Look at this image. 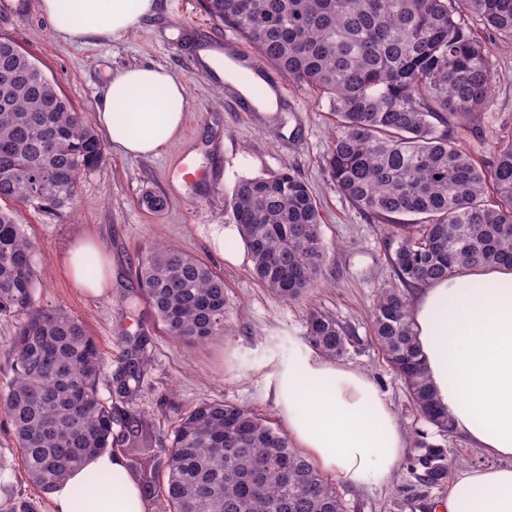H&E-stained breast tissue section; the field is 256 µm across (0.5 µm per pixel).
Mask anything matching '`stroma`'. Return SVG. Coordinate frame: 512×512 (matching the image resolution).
<instances>
[{
    "instance_id": "1",
    "label": "stroma",
    "mask_w": 512,
    "mask_h": 512,
    "mask_svg": "<svg viewBox=\"0 0 512 512\" xmlns=\"http://www.w3.org/2000/svg\"><path fill=\"white\" fill-rule=\"evenodd\" d=\"M38 2L0 0V38L28 53L88 125L97 123V106L114 70L157 65L187 85L182 127L163 153L136 158L107 151L103 163L83 177L69 208L53 214L19 211L37 247V307L80 320L111 367L125 337L149 336L151 362L137 406L153 420L157 442L168 438L180 415L204 401L231 403L280 425L267 388L289 359L308 353L306 320L317 310L351 331L354 340L340 364L373 378L408 438L427 434L429 442L454 452L459 469L486 464V457L463 438L440 435L419 415L374 338V302L381 289L398 283L390 262L397 244L388 225L353 206L327 177L325 158L336 126L327 101L288 80V97L279 111H237L214 71L199 58L200 50H223L230 34L206 13L202 0H158L156 13L136 31L89 47L57 40ZM466 25L489 46L493 101L488 111L462 120L454 138L460 149L486 165L498 139L512 137V39L494 34L476 18ZM174 41L180 51H172ZM181 164L205 172V179L184 182L177 171ZM286 168L311 190L327 250V262L306 294L288 303L254 278L242 239L226 242L222 254L213 244L217 230L234 225L227 201L235 183ZM149 191L167 199L164 210L154 212L143 204ZM82 233L96 237L110 260L112 288L106 295L75 288L62 266L69 243ZM159 244L203 261L223 278L226 335L202 343L169 336L138 297L137 258ZM14 446L11 424L0 412V507L24 502L31 512H55L50 495L29 481ZM338 489L348 512H433L448 496L447 486H424L406 460L382 487L342 482Z\"/></svg>"
}]
</instances>
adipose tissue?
<instances>
[{
	"label": "adipose tissue",
	"mask_w": 512,
	"mask_h": 512,
	"mask_svg": "<svg viewBox=\"0 0 512 512\" xmlns=\"http://www.w3.org/2000/svg\"><path fill=\"white\" fill-rule=\"evenodd\" d=\"M40 0L56 38L86 43L136 30L156 0ZM224 84L278 109L264 85L241 78L226 55L206 58ZM187 105L185 83L155 66L114 71L97 112L112 148L152 156L171 145ZM99 241L77 238L64 258L78 288L104 294L110 266L88 273ZM417 340L440 403L455 434L493 458L490 466L456 475L439 512H512V268L462 269L427 285L412 305ZM289 437L321 469L353 485L385 483L403 460L408 441L375 381L359 369L305 354L289 359L273 385ZM55 512H148L120 456L102 453L69 473L51 492Z\"/></svg>",
	"instance_id": "adipose-tissue-1"
}]
</instances>
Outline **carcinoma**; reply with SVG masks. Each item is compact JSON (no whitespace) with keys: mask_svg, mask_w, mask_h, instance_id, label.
<instances>
[{"mask_svg":"<svg viewBox=\"0 0 512 512\" xmlns=\"http://www.w3.org/2000/svg\"><path fill=\"white\" fill-rule=\"evenodd\" d=\"M205 9L261 61L327 100L336 116L328 176L352 205L390 225L397 242L392 266L400 286L380 292L374 336L421 416L450 434L407 290L459 267H512V140L482 167L450 134L492 101L487 49L462 17L512 38V0H205ZM105 150L30 57L0 39V203L44 213L68 207ZM230 206L254 277L283 302L300 299L327 258L307 184L291 169L242 179ZM34 251L16 214L0 207V315H25L8 353L0 408L34 485L48 493L87 457L130 448L143 497L162 502V512H347L336 484L288 437L232 404L199 403L153 452L152 421L136 407L148 337L126 339L120 366L106 378L83 323L35 307ZM136 276L168 335L203 341L226 333L224 280L204 262L156 246L138 259ZM306 341L338 358L354 336L316 311ZM414 447L422 482H446L457 458L420 434Z\"/></svg>","mask_w":512,"mask_h":512,"instance_id":"cac0c4a2","label":"carcinoma"}]
</instances>
